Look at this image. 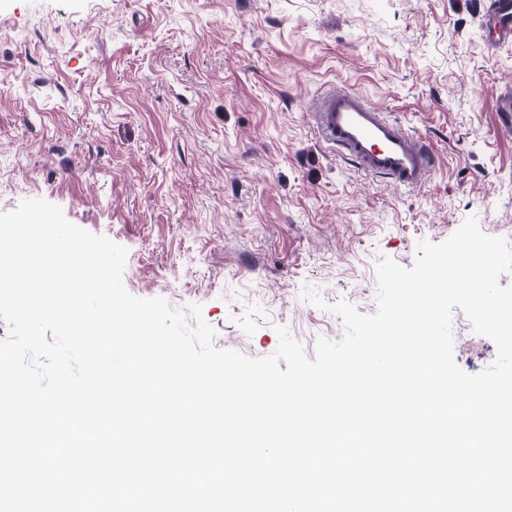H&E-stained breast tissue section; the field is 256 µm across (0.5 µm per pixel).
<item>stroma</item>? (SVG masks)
<instances>
[{
  "mask_svg": "<svg viewBox=\"0 0 512 512\" xmlns=\"http://www.w3.org/2000/svg\"><path fill=\"white\" fill-rule=\"evenodd\" d=\"M488 0H0V212L43 198L127 251L123 282L197 304L214 344L307 357L340 339L339 300L376 310V266L468 217L512 243V43ZM355 90L438 167L405 190L321 143L310 114ZM318 291L325 308L302 297ZM454 359L496 357L452 315ZM486 28L491 30L494 43L512 41V1L490 0L483 16Z\"/></svg>",
  "mask_w": 512,
  "mask_h": 512,
  "instance_id": "stroma-1",
  "label": "stroma"
}]
</instances>
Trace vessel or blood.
Returning <instances> with one entry per match:
<instances>
[{
  "label": "vessel or blood",
  "instance_id": "obj_1",
  "mask_svg": "<svg viewBox=\"0 0 512 512\" xmlns=\"http://www.w3.org/2000/svg\"><path fill=\"white\" fill-rule=\"evenodd\" d=\"M483 19L494 42L512 41V0H490ZM312 117L324 139L362 171L401 187L425 184L434 162L430 143L386 119L358 93L326 95Z\"/></svg>",
  "mask_w": 512,
  "mask_h": 512
}]
</instances>
